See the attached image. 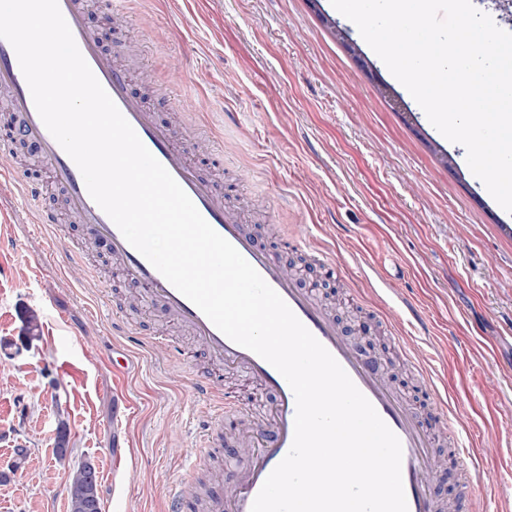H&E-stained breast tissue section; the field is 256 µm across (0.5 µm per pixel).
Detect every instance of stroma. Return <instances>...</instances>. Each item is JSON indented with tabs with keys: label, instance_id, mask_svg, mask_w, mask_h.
I'll return each mask as SVG.
<instances>
[{
	"label": "stroma",
	"instance_id": "1",
	"mask_svg": "<svg viewBox=\"0 0 512 512\" xmlns=\"http://www.w3.org/2000/svg\"><path fill=\"white\" fill-rule=\"evenodd\" d=\"M91 26L130 71L131 89L169 123L188 158L236 185L246 229L331 307L337 324L424 417L406 350L457 410L489 512H512V212L500 210L367 51L361 14L330 27V0H121L124 26ZM58 229L33 223L0 181V512H69L70 476L98 471L102 512H167V487L195 475L190 512L228 491L262 407L218 410L194 390L213 365L162 306L139 303L118 264L86 243L58 188ZM313 241L341 264L327 278ZM82 244L85 260L64 249ZM40 335L26 337L22 311ZM124 319L113 328V315ZM392 323L401 342L387 335ZM125 352L128 366L112 367ZM189 352L190 360L179 357ZM212 426L199 445V422ZM70 455L54 454L59 426Z\"/></svg>",
	"mask_w": 512,
	"mask_h": 512
}]
</instances>
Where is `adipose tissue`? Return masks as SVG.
Returning <instances> with one entry per match:
<instances>
[{"label":"adipose tissue","mask_w":512,"mask_h":512,"mask_svg":"<svg viewBox=\"0 0 512 512\" xmlns=\"http://www.w3.org/2000/svg\"><path fill=\"white\" fill-rule=\"evenodd\" d=\"M378 11L363 37L389 70L404 79L408 94L441 134L468 148L471 108L481 104L482 125L496 132L497 155L512 157V96L502 95L512 83V38L495 19L497 0H461L462 22L439 31L422 24L425 0H377Z\"/></svg>","instance_id":"ef3b65f1"}]
</instances>
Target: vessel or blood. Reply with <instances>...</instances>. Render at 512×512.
<instances>
[{"label": "vessel or blood", "mask_w": 512, "mask_h": 512, "mask_svg": "<svg viewBox=\"0 0 512 512\" xmlns=\"http://www.w3.org/2000/svg\"><path fill=\"white\" fill-rule=\"evenodd\" d=\"M75 42L94 75L112 98L122 115L156 159L185 190L206 221L226 238L281 296L302 324L333 355L357 388L375 408L380 418L399 438L402 445V481L408 512H440L433 493L438 460L434 454V434L443 432L448 456L461 483L459 512H480L478 489L471 467L474 450L452 422V412L437 416L436 425H428L397 390L389 385L379 368L363 357L348 341L335 318L315 294L299 287L281 262L246 230L240 214L228 207L223 192L202 176L184 151L173 140L171 131L148 103L132 93L125 66L108 52L92 30L83 0H58ZM0 90L9 95V107L16 117L15 131L49 171L65 195L76 221L88 240L103 254L116 260L140 296L148 303L162 305L181 325L201 342L204 350L223 367L245 370L249 379L272 397L265 411V425L252 437L251 461L237 477L227 494H216L209 512H251L252 504L265 479L288 453L294 434L296 402L284 377L267 361L231 341L186 297L178 292L122 236L113 221L93 201L82 174L43 124L32 100L27 81L20 69L13 46L0 38ZM493 133L476 136L472 162L508 171L511 164L492 151ZM35 223L57 224L55 212L44 202V186L29 178L15 183ZM204 396L215 395L221 405L236 402L246 409L254 405L250 396L230 399L218 379L203 376L195 383Z\"/></svg>", "instance_id": "1"}]
</instances>
